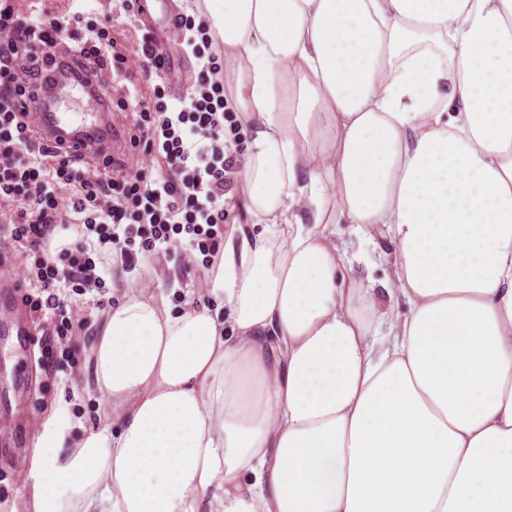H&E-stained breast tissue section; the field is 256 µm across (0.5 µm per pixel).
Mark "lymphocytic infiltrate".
Returning a JSON list of instances; mask_svg holds the SVG:
<instances>
[{
	"label": "lymphocytic infiltrate",
	"instance_id": "f902f5d3",
	"mask_svg": "<svg viewBox=\"0 0 512 512\" xmlns=\"http://www.w3.org/2000/svg\"><path fill=\"white\" fill-rule=\"evenodd\" d=\"M19 2L0 0V209L9 214L12 240L35 258L27 270L34 311L55 319L57 336L68 337L73 329L58 291L82 294L100 282L107 259L132 272L140 260L180 248L201 254L203 268L213 265L224 236V197L239 173L236 154L220 140L240 123L227 107L224 53L210 26L180 12L174 28L199 66L185 94L164 104L168 56L153 34L137 39L134 54L161 81L152 95L134 91L128 131L156 177L128 170L119 157L91 164L67 146L47 144L32 119L38 85L57 72L108 74L117 84L129 56L111 20L75 37L69 16L25 17ZM57 228L73 231L76 240L54 252L49 240ZM93 235L103 247L97 254L87 248Z\"/></svg>",
	"mask_w": 512,
	"mask_h": 512
}]
</instances>
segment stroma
Returning <instances> with one entry per match:
<instances>
[{"instance_id": "obj_1", "label": "stroma", "mask_w": 512, "mask_h": 512, "mask_svg": "<svg viewBox=\"0 0 512 512\" xmlns=\"http://www.w3.org/2000/svg\"><path fill=\"white\" fill-rule=\"evenodd\" d=\"M113 0H23L24 12H64L77 16L76 30L111 14ZM340 242L349 253L363 252L368 263L357 274L380 282L392 278L389 260L381 258L385 240L351 234L340 227ZM26 258L17 253L7 235L0 234V512H27L23 485L35 459L34 448L51 413H60L97 426L111 422L112 407L98 394L86 391L90 374L91 340L107 307L116 304L125 289L141 288L164 298L172 310L188 299L210 300L211 283L192 267L187 256L173 252L166 261L144 259L128 273L115 266L103 273V282L71 300L74 340L69 347L48 340V317L23 303Z\"/></svg>"}]
</instances>
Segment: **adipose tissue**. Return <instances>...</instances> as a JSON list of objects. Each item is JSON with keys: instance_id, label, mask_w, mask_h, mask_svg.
<instances>
[{"instance_id": "obj_1", "label": "adipose tissue", "mask_w": 512, "mask_h": 512, "mask_svg": "<svg viewBox=\"0 0 512 512\" xmlns=\"http://www.w3.org/2000/svg\"><path fill=\"white\" fill-rule=\"evenodd\" d=\"M202 2L251 225L213 304L109 310L121 427L51 415L32 512H512V0ZM340 236L338 243H344L348 249L349 255L362 251L367 254L370 262L365 265L355 264V271L366 282L367 278L376 282V288H379V282L387 279H393V268L389 260L379 257L380 248L387 247V240L383 238L379 231L371 233L372 237L350 233L349 225L340 224ZM369 283V282H368Z\"/></svg>"}]
</instances>
